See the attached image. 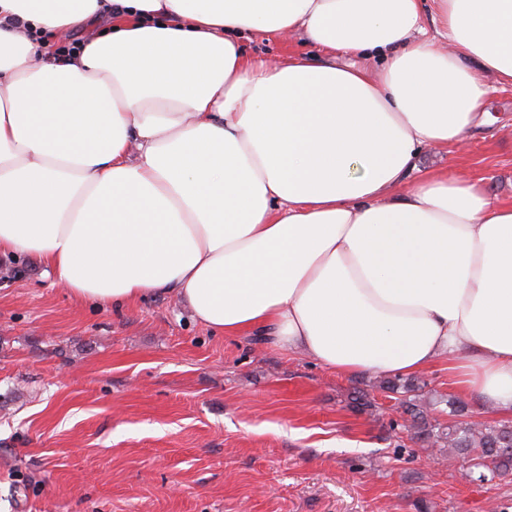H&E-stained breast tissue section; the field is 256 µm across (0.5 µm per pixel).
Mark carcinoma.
<instances>
[{
  "mask_svg": "<svg viewBox=\"0 0 512 512\" xmlns=\"http://www.w3.org/2000/svg\"><path fill=\"white\" fill-rule=\"evenodd\" d=\"M427 383L420 380L386 378L378 389L398 396L408 422L407 430L424 443L437 437L450 444L448 453L463 460L478 459L480 463L470 467L479 478L508 477L512 475V424L509 422H478L471 419L467 405L454 396L447 400L448 424L440 426L428 419V409L433 400L426 392Z\"/></svg>",
  "mask_w": 512,
  "mask_h": 512,
  "instance_id": "carcinoma-1",
  "label": "carcinoma"
}]
</instances>
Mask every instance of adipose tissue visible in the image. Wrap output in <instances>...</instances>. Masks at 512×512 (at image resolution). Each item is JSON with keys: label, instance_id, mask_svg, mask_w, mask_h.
<instances>
[{"label": "adipose tissue", "instance_id": "adipose-tissue-1", "mask_svg": "<svg viewBox=\"0 0 512 512\" xmlns=\"http://www.w3.org/2000/svg\"><path fill=\"white\" fill-rule=\"evenodd\" d=\"M245 32L321 56L254 61ZM507 88L512 0H0V254L343 375L444 360L510 416L512 201L407 181Z\"/></svg>", "mask_w": 512, "mask_h": 512}]
</instances>
